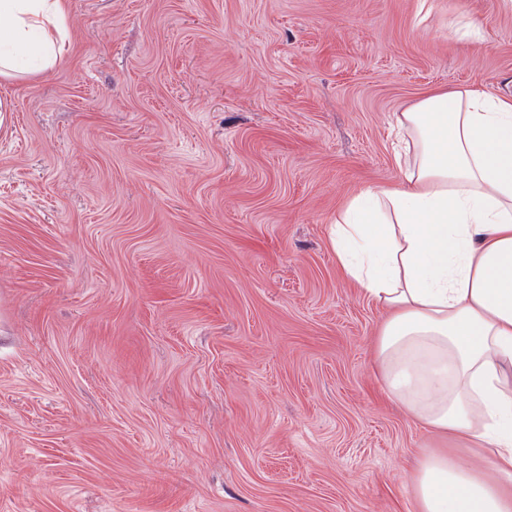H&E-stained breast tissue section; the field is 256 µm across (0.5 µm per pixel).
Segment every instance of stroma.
<instances>
[{"label":"stroma","instance_id":"35a3bbf8","mask_svg":"<svg viewBox=\"0 0 512 512\" xmlns=\"http://www.w3.org/2000/svg\"><path fill=\"white\" fill-rule=\"evenodd\" d=\"M478 25L459 38L456 22ZM0 83V512H411L338 210L395 113L512 95V0H69Z\"/></svg>","mask_w":512,"mask_h":512}]
</instances>
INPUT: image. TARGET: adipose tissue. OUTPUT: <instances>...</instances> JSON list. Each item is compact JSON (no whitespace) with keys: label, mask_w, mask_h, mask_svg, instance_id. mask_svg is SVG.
Here are the masks:
<instances>
[{"label":"adipose tissue","mask_w":512,"mask_h":512,"mask_svg":"<svg viewBox=\"0 0 512 512\" xmlns=\"http://www.w3.org/2000/svg\"><path fill=\"white\" fill-rule=\"evenodd\" d=\"M68 0H0V79L53 67ZM401 176L352 196L332 226L346 278L385 310L386 396L431 434L479 449L421 453L413 512H512V97L436 90L398 113Z\"/></svg>","instance_id":"1"}]
</instances>
